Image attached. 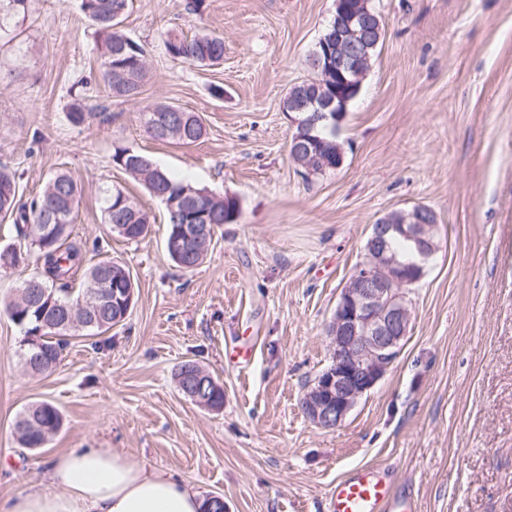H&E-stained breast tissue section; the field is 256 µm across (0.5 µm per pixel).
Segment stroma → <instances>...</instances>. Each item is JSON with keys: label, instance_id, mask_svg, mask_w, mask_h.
I'll use <instances>...</instances> for the list:
<instances>
[{"label": "stroma", "instance_id": "obj_1", "mask_svg": "<svg viewBox=\"0 0 512 512\" xmlns=\"http://www.w3.org/2000/svg\"><path fill=\"white\" fill-rule=\"evenodd\" d=\"M131 0L122 27L148 52L138 99L99 81L100 39L81 0H37L0 49V162L29 202L55 172L81 200L72 238L87 262L127 265L136 303L99 341L71 338L54 372L24 374V336L0 310V498L45 483L71 448H120L221 495L224 512H326L336 479L388 468L418 512H512V0H370L385 37L338 138L340 169L305 173L289 155L288 90L330 23L334 0ZM224 38L215 67L172 59L166 32ZM222 98H215V88ZM112 120L72 125L75 98ZM197 113L190 146L153 141L144 114ZM138 150L173 177L240 204L206 260L175 267L161 202L112 162ZM119 189L149 219L145 238L111 235L104 200ZM434 210L440 249L411 286L412 320L392 366L341 427L301 399L330 364L327 326L364 258L370 224ZM251 346L234 366L226 348ZM194 361L224 386V407L196 406L174 372ZM46 401L63 426L20 446L16 415Z\"/></svg>", "mask_w": 512, "mask_h": 512}]
</instances>
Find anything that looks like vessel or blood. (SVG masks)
Returning a JSON list of instances; mask_svg holds the SVG:
<instances>
[{
    "mask_svg": "<svg viewBox=\"0 0 512 512\" xmlns=\"http://www.w3.org/2000/svg\"><path fill=\"white\" fill-rule=\"evenodd\" d=\"M327 512H417V505L410 493L395 487L388 469L366 464L331 486Z\"/></svg>",
    "mask_w": 512,
    "mask_h": 512,
    "instance_id": "b4317fda",
    "label": "vessel or blood"
}]
</instances>
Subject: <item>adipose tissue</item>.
<instances>
[{"mask_svg":"<svg viewBox=\"0 0 512 512\" xmlns=\"http://www.w3.org/2000/svg\"><path fill=\"white\" fill-rule=\"evenodd\" d=\"M47 485L0 499V512H204L191 482L118 448H73L50 461Z\"/></svg>","mask_w":512,"mask_h":512,"instance_id":"ef3b65f1","label":"adipose tissue"}]
</instances>
